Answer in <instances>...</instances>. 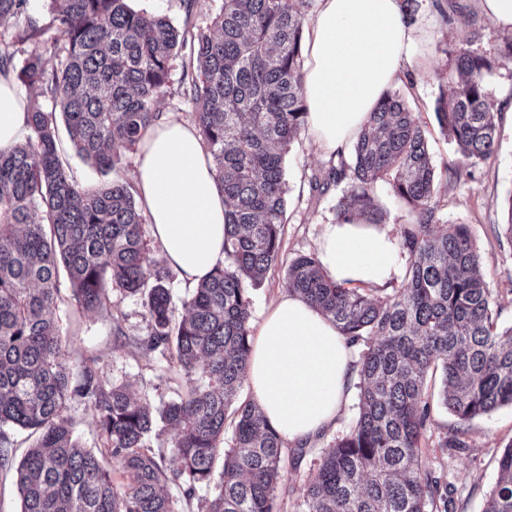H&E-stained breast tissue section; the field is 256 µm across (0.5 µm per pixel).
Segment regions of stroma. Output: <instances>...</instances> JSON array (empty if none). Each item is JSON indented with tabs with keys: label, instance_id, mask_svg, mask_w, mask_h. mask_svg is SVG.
Masks as SVG:
<instances>
[{
	"label": "stroma",
	"instance_id": "35a3bbf8",
	"mask_svg": "<svg viewBox=\"0 0 512 512\" xmlns=\"http://www.w3.org/2000/svg\"><path fill=\"white\" fill-rule=\"evenodd\" d=\"M135 8L167 14L178 28L205 26L219 12L222 0H134ZM414 26L431 37L416 43L393 89L416 112L427 132L428 147L436 165L452 162L456 154L441 134L434 109L448 92L452 52L472 28H479V51L494 60L487 78L495 110L501 114L496 151L490 159L459 168L441 182L438 196L445 220L468 225L492 296L500 310L501 327L512 326V239L504 231L507 199L512 196V61L502 51L512 34L497 28L483 12L480 0H420ZM332 157L308 135L301 134L285 156L287 222L280 262L272 267L263 285L252 293V327H259L268 309L284 294L283 280L289 261L317 251L323 225L338 221L339 203L347 184L328 180ZM63 303L54 312L66 345L72 377L84 366L99 367L105 379L127 383L159 404L175 398L183 380L177 364L155 354L142 357L134 339L147 336L150 324L139 297L111 293L108 308L78 312L62 287ZM358 394L350 392L334 432L307 444L302 462L285 453L281 466L285 487L277 493L279 512H295L308 478L315 472L322 452L334 437L349 430L358 415ZM457 421L441 405L433 407L432 443L424 448L426 469L441 475L455 501L456 512H483L487 494L497 480L498 459L512 442V407L504 406L473 420L467 448L449 450L436 445L437 438L455 430Z\"/></svg>",
	"mask_w": 512,
	"mask_h": 512
}]
</instances>
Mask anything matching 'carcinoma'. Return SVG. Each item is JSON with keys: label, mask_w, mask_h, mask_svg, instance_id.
I'll return each instance as SVG.
<instances>
[{"label": "carcinoma", "mask_w": 512, "mask_h": 512, "mask_svg": "<svg viewBox=\"0 0 512 512\" xmlns=\"http://www.w3.org/2000/svg\"><path fill=\"white\" fill-rule=\"evenodd\" d=\"M46 2L56 31L49 52L35 44L44 30L29 0H0V20L17 22L13 39L0 41V75L40 87L51 101L49 110L29 102L31 135L0 149V470L15 469L21 512H179L164 492L169 484L187 501L208 488L197 512H275L284 442L239 392L251 351V290L282 251L284 156L307 126L301 48L310 0H224L191 33L131 0ZM479 37L474 31L453 51L458 81L435 108L442 133L471 166L494 153L500 120L486 87L493 62L475 48ZM26 43L34 47L18 67ZM187 46L184 94L228 209L224 263L179 315L133 194L118 178L79 184L59 153L57 117L85 163L116 170L158 121L172 62ZM330 177L349 184L339 209L345 223H381L373 188L388 185L413 216L398 233L409 264L401 285L379 297L328 280L314 254L288 264L284 288L331 316L359 349L358 416L321 455L296 512H450L438 478L422 467L432 417L427 378L440 373L441 402L460 424L438 447H469L467 424L512 405V327H498L469 226L444 223L437 166L398 93L382 95L351 160L339 159ZM62 271L84 312L107 306L110 289L142 298L151 329L135 347L176 361L185 379L178 399L155 409L92 366L71 382L53 316ZM70 397L94 411L100 448L75 437L63 416ZM6 426L34 436L18 464ZM160 428L175 431L167 464L151 446ZM116 470L125 482H115ZM485 512H512V442Z\"/></svg>", "instance_id": "cac0c4a2"}]
</instances>
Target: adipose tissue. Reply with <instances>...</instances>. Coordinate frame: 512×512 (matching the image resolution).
Wrapping results in <instances>:
<instances>
[{"label":"adipose tissue","mask_w":512,"mask_h":512,"mask_svg":"<svg viewBox=\"0 0 512 512\" xmlns=\"http://www.w3.org/2000/svg\"><path fill=\"white\" fill-rule=\"evenodd\" d=\"M427 37L406 24L400 0H319L303 49L309 136L329 153L351 144ZM30 132L25 95L0 77V148ZM133 180L165 263L198 285L224 259L226 205L196 125L161 118L138 146ZM318 260L337 283L378 289L398 273L397 241L380 224H327ZM356 376L335 322L288 293L253 339L246 382L269 424L295 445L335 428Z\"/></svg>","instance_id":"ef3b65f1"}]
</instances>
